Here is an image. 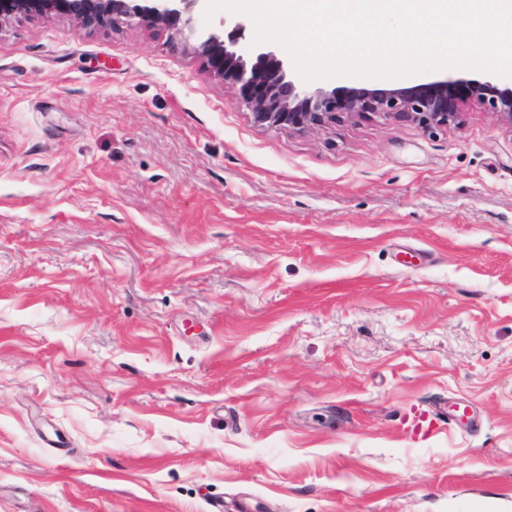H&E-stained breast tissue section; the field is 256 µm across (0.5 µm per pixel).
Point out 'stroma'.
I'll return each instance as SVG.
<instances>
[{
  "label": "stroma",
  "instance_id": "stroma-1",
  "mask_svg": "<svg viewBox=\"0 0 512 512\" xmlns=\"http://www.w3.org/2000/svg\"><path fill=\"white\" fill-rule=\"evenodd\" d=\"M470 69L335 77L411 87ZM472 422L426 442L413 409ZM512 512V125L255 122L193 44L0 25V512Z\"/></svg>",
  "mask_w": 512,
  "mask_h": 512
}]
</instances>
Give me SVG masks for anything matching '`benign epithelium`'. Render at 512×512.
<instances>
[{"instance_id":"1","label":"benign epithelium","mask_w":512,"mask_h":512,"mask_svg":"<svg viewBox=\"0 0 512 512\" xmlns=\"http://www.w3.org/2000/svg\"><path fill=\"white\" fill-rule=\"evenodd\" d=\"M202 9L203 0H147L145 5L136 0H0V24L21 11L60 13L85 25H157L179 41L197 33L196 15ZM219 27L230 31L224 37L203 33L199 49L212 74L238 90L260 125L306 129L358 116L433 130L460 122L472 100L512 123V86L501 88L489 79L448 75L408 88L300 91L288 79V60L247 42L243 22L223 18Z\"/></svg>"}]
</instances>
